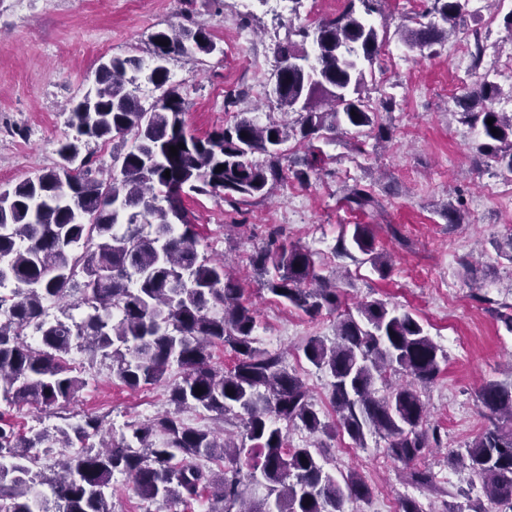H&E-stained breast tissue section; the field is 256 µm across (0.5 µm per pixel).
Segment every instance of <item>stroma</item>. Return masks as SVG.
Returning <instances> with one entry per match:
<instances>
[{"mask_svg":"<svg viewBox=\"0 0 512 512\" xmlns=\"http://www.w3.org/2000/svg\"><path fill=\"white\" fill-rule=\"evenodd\" d=\"M346 5L253 0L242 14L237 0H0V185L55 167L61 142L72 135L70 105L93 88L99 64L114 56L150 59L151 34L183 24V10L217 45L211 54H176L166 63L169 85L187 105L186 130L203 137L226 125L227 113L261 121L274 111L277 45L287 42L290 28L335 17ZM430 6L420 0L413 11L403 0H380L367 15L379 52L365 70L361 97L375 124L342 126L315 138L312 144L327 157L319 174L305 183L287 177L267 198L235 205L218 196L184 198L199 226L200 255L228 259L255 313V338L268 350L286 352L289 369L305 382L323 421L336 420L330 377L305 359L302 347L312 337L333 338L335 319L310 317L263 288L264 277L249 258L270 231H278L282 243L311 250L324 275L340 276L346 307L378 299L411 312L443 349L437 378L421 390L426 426L437 430L440 443L426 449L417 465L434 474V489L408 482L378 437L367 436L358 448L339 431L314 437L298 430L300 442L321 446L320 460L332 477L355 472L372 485V497L346 501L345 512H398L405 497L434 512L484 501L480 484L451 466L446 451L464 447L489 427L480 387L512 382V333L499 319L512 306V261L497 250L512 230V180L497 175L494 161L478 152L480 126L455 115L456 97L485 74L500 93L471 103V111L512 113V74L497 67L512 60L504 22L512 0L498 8L490 0H468L463 23L435 51L408 48L403 31L418 28ZM239 27L253 36L243 52L233 47ZM355 185L370 191L375 205L348 203L345 196ZM452 207L462 223L449 224ZM357 224L370 226L377 250L388 256L387 276L356 247L337 257L340 240L350 239ZM66 360L86 384L62 410L0 401V412L17 431L53 428L64 415L76 423L100 415L106 435L121 438L131 424L170 409L168 383L181 374L171 367L166 381L133 391L113 380L108 362L83 348L72 347Z\"/></svg>","mask_w":512,"mask_h":512,"instance_id":"1","label":"stroma"}]
</instances>
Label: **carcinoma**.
Wrapping results in <instances>:
<instances>
[{
	"mask_svg": "<svg viewBox=\"0 0 512 512\" xmlns=\"http://www.w3.org/2000/svg\"><path fill=\"white\" fill-rule=\"evenodd\" d=\"M357 1L370 11L373 0H348L343 12L314 31L298 28L315 46L313 69L286 66L288 58L305 54L294 43L277 47V107L298 114L295 124L270 114L263 125L242 117L204 137L187 133L186 102L168 86L165 62L173 54L216 50L204 25L192 21L151 36V65L136 55L102 62L94 89L71 109L75 134L61 143L60 162L0 186V399L44 409L70 403L85 385L64 359L74 341L92 357L111 360L112 377L130 388L166 380L174 363L183 370L170 384L175 411L131 425L130 436L119 443L105 438L101 418L20 435L0 412L5 512H112L107 489L117 472L132 479L139 497L167 510L190 505L204 491L207 512H344L346 499L371 497L357 473L342 484L326 473L317 460L319 446L288 447L278 422L311 435L329 436L333 427L314 409L300 376L288 370L286 356L257 345L255 317L244 305L240 281L224 260L199 256L197 225L184 207L189 192L233 203L263 199L285 179L288 157L281 145L290 137L309 142L343 123L372 124L358 94L364 63L377 55L378 35L357 15ZM431 2L429 13L440 16L442 25L407 31L404 41L412 48L448 39L467 0ZM138 77L160 91L155 100L143 102L129 89ZM460 121L481 124L479 152L493 159L501 175L512 176V114L488 108L462 112ZM91 138L117 139L125 148L112 154L107 179L93 154H82ZM172 146L178 155H170ZM256 152L265 154L264 163L250 159ZM321 162L310 151L303 160L307 170L293 171L294 178L307 180ZM346 199L359 208L374 203L356 185ZM352 242L386 274L387 256L375 251L368 225H354ZM250 263L264 272L273 267L263 286L288 305L312 317L337 313L336 341L328 345L313 337L303 353L332 377L339 428L360 448L368 435L383 439L386 455L408 468L411 483L432 485L433 474L415 467L430 443L417 386L436 379L443 352L421 323L376 299L358 303L354 313L338 312L339 286L301 246L273 240ZM49 304L61 307L62 317L47 318ZM29 327L38 334L36 348L23 340ZM217 342L234 352L231 367L211 364L209 348ZM397 374L407 380L378 395L377 382ZM478 401L490 427L465 448L448 449V461L477 478L489 502L512 510V384L489 382ZM184 408L215 420L237 412L241 443L224 438L221 429L187 426L179 417ZM92 435L98 446L82 445ZM53 452L61 472L45 481L48 496L35 489L32 466L39 455Z\"/></svg>",
	"mask_w": 512,
	"mask_h": 512,
	"instance_id": "1",
	"label": "carcinoma"
}]
</instances>
